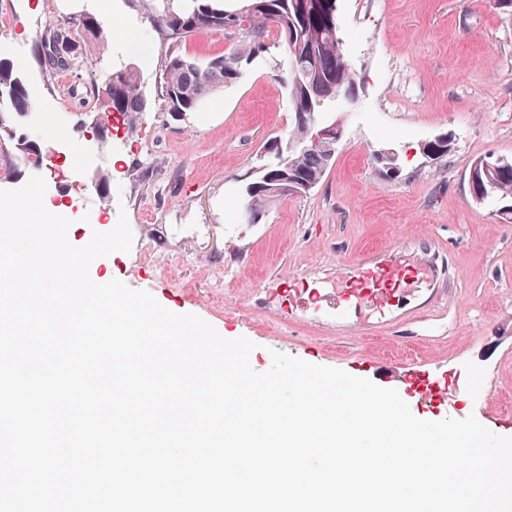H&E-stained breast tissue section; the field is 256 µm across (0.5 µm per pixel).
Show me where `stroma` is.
Returning <instances> with one entry per match:
<instances>
[{"mask_svg": "<svg viewBox=\"0 0 512 512\" xmlns=\"http://www.w3.org/2000/svg\"><path fill=\"white\" fill-rule=\"evenodd\" d=\"M99 12L98 0H0V62L35 106L0 128V189L40 175L45 206L71 219L77 247L127 215L131 252L95 259L91 279L122 280L223 338L247 337L256 371L276 350L397 390L419 419L472 415L512 437L495 423L512 411V223L468 183L475 160L512 159V10L493 0H338L342 49L360 79L352 103L328 108L343 138L315 188L270 205L256 224L243 218L237 177L294 120L277 34L237 82L175 118L158 97L167 45L141 0H111L110 49L83 36L71 68L41 67L46 17L69 28ZM120 64L137 67L148 106L135 129L117 122L91 137L107 110L102 75ZM22 138L82 150L88 193L24 165ZM439 139L448 155L430 160L422 146ZM388 153L393 175L378 160ZM422 264L415 295L353 316L362 277L391 265L410 276Z\"/></svg>", "mask_w": 512, "mask_h": 512, "instance_id": "35a3bbf8", "label": "stroma"}]
</instances>
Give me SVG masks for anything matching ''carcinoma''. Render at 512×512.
Here are the masks:
<instances>
[{
    "label": "carcinoma",
    "mask_w": 512,
    "mask_h": 512,
    "mask_svg": "<svg viewBox=\"0 0 512 512\" xmlns=\"http://www.w3.org/2000/svg\"><path fill=\"white\" fill-rule=\"evenodd\" d=\"M236 11L224 10V0H142L147 14L168 44V55L160 78V95L173 115L194 111L206 95L241 78L242 61L266 52L265 38L275 30L285 46L282 73L294 112H311L322 120L327 104L347 99L359 79L348 64L336 26V0H245ZM238 32L241 40L233 50L209 58L200 65L181 53L187 39L207 31ZM65 29L48 24L39 41V51L47 45L67 40ZM68 47L57 58L45 62L51 72L72 65ZM112 78V114L133 127L147 107L136 67L120 65L107 73ZM0 99L10 101L15 112H29L33 103L21 78L12 67L0 64ZM333 155L327 148L306 152L284 151L282 164L265 162L241 175L247 208L262 212L281 196L278 182L317 184L324 177ZM471 194L482 203L512 198V161L495 167L474 162L470 171Z\"/></svg>",
    "instance_id": "cac0c4a2"
}]
</instances>
